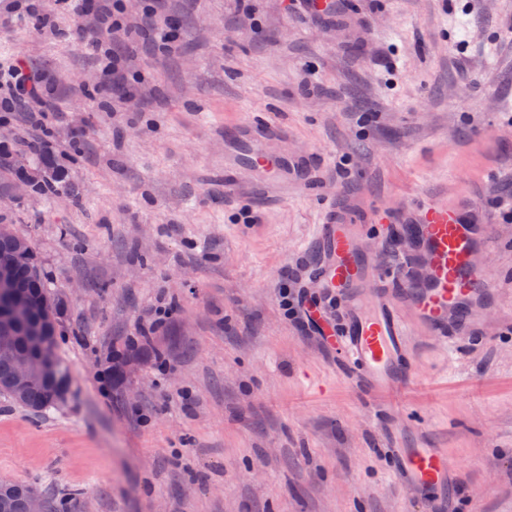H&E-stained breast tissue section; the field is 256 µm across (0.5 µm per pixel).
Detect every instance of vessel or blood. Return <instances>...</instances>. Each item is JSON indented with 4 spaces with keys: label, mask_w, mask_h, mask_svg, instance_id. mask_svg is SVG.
<instances>
[{
    "label": "vessel or blood",
    "mask_w": 512,
    "mask_h": 512,
    "mask_svg": "<svg viewBox=\"0 0 512 512\" xmlns=\"http://www.w3.org/2000/svg\"><path fill=\"white\" fill-rule=\"evenodd\" d=\"M277 127L255 119L239 135L238 168L262 167L257 146ZM408 236L422 247L403 266L385 273L376 268L358 244L355 223L348 213H336L323 227L321 248L327 256L318 273L329 298L343 310L329 336L347 372L367 397L394 394L411 385L406 368L407 334L402 309L435 335L448 333V311L488 293L491 277L473 263L477 239L459 211L428 208ZM389 459L400 482L422 496L431 512H447L443 492L456 478V468L439 448H393Z\"/></svg>",
    "instance_id": "1"
}]
</instances>
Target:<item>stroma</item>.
<instances>
[{
	"label": "stroma",
	"mask_w": 512,
	"mask_h": 512,
	"mask_svg": "<svg viewBox=\"0 0 512 512\" xmlns=\"http://www.w3.org/2000/svg\"><path fill=\"white\" fill-rule=\"evenodd\" d=\"M0 56L42 73L54 107L33 127L0 112V141L47 144L66 186L16 189L0 160V221L29 237L69 299L57 354L66 404L0 397V479L73 495L72 512H424L389 447L442 448L458 464L454 512H512V0H345L317 18L289 0H121L104 76L96 20L39 0L55 30L9 22ZM181 18L171 51L151 26ZM284 124L264 154L301 157L249 192L224 188L253 116ZM468 207L494 290L448 334L408 320L415 383L376 409L304 318L279 304L315 277L320 227L342 204L376 264L406 255L395 231L430 203ZM145 336L127 386L113 352Z\"/></svg>",
	"instance_id": "stroma-1"
}]
</instances>
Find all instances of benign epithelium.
<instances>
[{"mask_svg":"<svg viewBox=\"0 0 512 512\" xmlns=\"http://www.w3.org/2000/svg\"><path fill=\"white\" fill-rule=\"evenodd\" d=\"M0 238L13 241V254L24 255L29 252L26 240L15 235L9 224H0ZM12 263L10 257H0V292L10 297L8 317L13 321H21L31 314V304L26 297L14 289L12 280ZM65 312V307L57 310L56 318L44 321L43 335L33 336L31 340L37 346L34 352L18 359L13 389L23 395L30 387L39 384L47 389V401L51 406H59L66 402L70 392L68 377L57 373L52 360L41 354L40 348L50 339L54 328ZM17 344L14 330L5 325L0 327V353H12Z\"/></svg>","mask_w":512,"mask_h":512,"instance_id":"1","label":"benign epithelium"}]
</instances>
